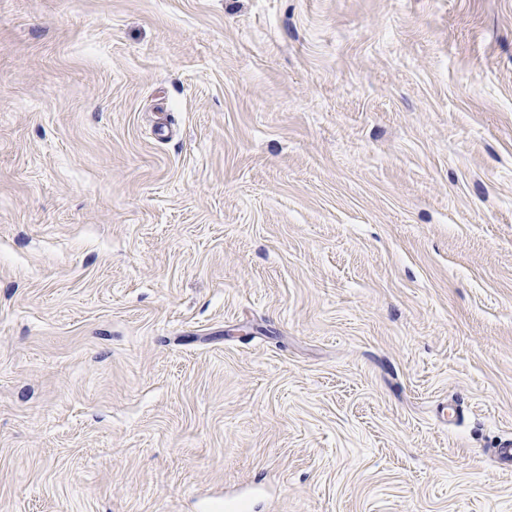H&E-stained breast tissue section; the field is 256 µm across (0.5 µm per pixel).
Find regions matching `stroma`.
<instances>
[{
	"label": "stroma",
	"instance_id": "1",
	"mask_svg": "<svg viewBox=\"0 0 512 512\" xmlns=\"http://www.w3.org/2000/svg\"><path fill=\"white\" fill-rule=\"evenodd\" d=\"M510 438L512 0H0V512H512Z\"/></svg>",
	"mask_w": 512,
	"mask_h": 512
}]
</instances>
